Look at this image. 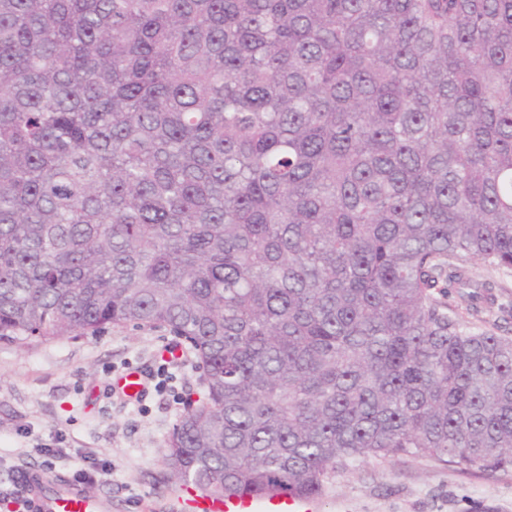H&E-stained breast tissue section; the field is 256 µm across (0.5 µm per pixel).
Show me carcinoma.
I'll use <instances>...</instances> for the list:
<instances>
[{
    "label": "carcinoma",
    "instance_id": "carcinoma-1",
    "mask_svg": "<svg viewBox=\"0 0 512 512\" xmlns=\"http://www.w3.org/2000/svg\"><path fill=\"white\" fill-rule=\"evenodd\" d=\"M512 0H0V342L160 325L222 497L512 467ZM470 276L477 282H491L492 300L486 293L476 288H458L448 283V306L466 320L474 322L482 330H493L498 334L512 336V316L505 322L502 320L501 307L510 308L512 313V270L508 272L494 271L484 267L480 262H472L469 266ZM478 310L480 320L473 317Z\"/></svg>",
    "mask_w": 512,
    "mask_h": 512
}]
</instances>
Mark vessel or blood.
Returning <instances> with one entry per match:
<instances>
[{
  "label": "vessel or blood",
  "instance_id": "b4317fda",
  "mask_svg": "<svg viewBox=\"0 0 512 512\" xmlns=\"http://www.w3.org/2000/svg\"><path fill=\"white\" fill-rule=\"evenodd\" d=\"M112 390L126 400L136 401L145 391V382L140 372L132 369L113 378ZM19 482L21 512H112L110 500L90 495L69 481L50 486L42 473L28 471ZM181 500L189 512H317L316 497L304 493H247L219 499L186 485L181 489Z\"/></svg>",
  "mask_w": 512,
  "mask_h": 512
}]
</instances>
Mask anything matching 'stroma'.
<instances>
[{"label":"stroma","mask_w":512,"mask_h":512,"mask_svg":"<svg viewBox=\"0 0 512 512\" xmlns=\"http://www.w3.org/2000/svg\"><path fill=\"white\" fill-rule=\"evenodd\" d=\"M474 287L449 285L447 302L482 330L512 336V270L469 266ZM161 326L112 327L97 336L0 343V512H14L17 475L43 470L112 501V512H181L166 476L165 441L187 402L202 399L191 352ZM166 375H159V368ZM140 370L138 402L114 395L113 376ZM165 389H158V380ZM319 512H512V468L462 470L432 457L370 458L324 480Z\"/></svg>","instance_id":"35a3bbf8"}]
</instances>
